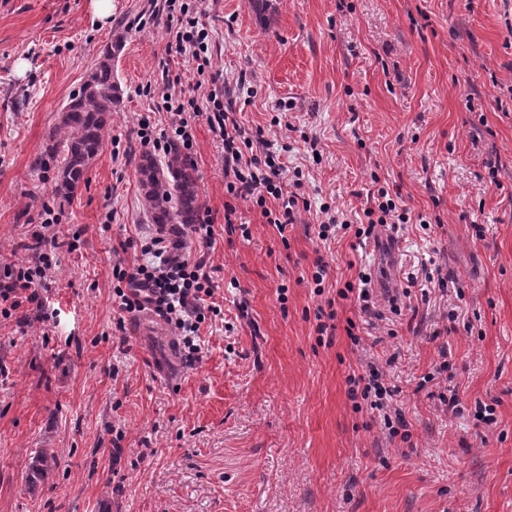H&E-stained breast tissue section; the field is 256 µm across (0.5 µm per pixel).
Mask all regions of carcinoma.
Masks as SVG:
<instances>
[{
  "label": "carcinoma",
  "mask_w": 512,
  "mask_h": 512,
  "mask_svg": "<svg viewBox=\"0 0 512 512\" xmlns=\"http://www.w3.org/2000/svg\"><path fill=\"white\" fill-rule=\"evenodd\" d=\"M126 37V28L116 31L112 46L102 52L88 79L72 94L48 131L49 144L37 166L45 173L54 171L57 196L74 195L104 146L108 120L121 96L114 59ZM136 171L148 223L166 227L197 222L199 178L193 162L178 145L167 149L162 162L142 151Z\"/></svg>",
  "instance_id": "carcinoma-1"
}]
</instances>
